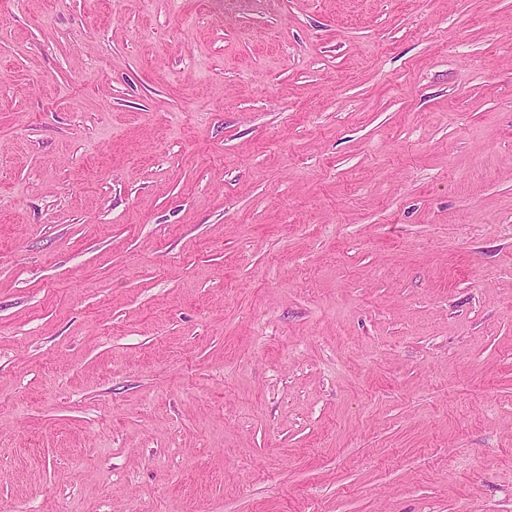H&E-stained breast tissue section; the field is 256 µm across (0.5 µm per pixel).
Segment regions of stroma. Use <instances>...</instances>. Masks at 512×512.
<instances>
[{
	"label": "stroma",
	"mask_w": 512,
	"mask_h": 512,
	"mask_svg": "<svg viewBox=\"0 0 512 512\" xmlns=\"http://www.w3.org/2000/svg\"><path fill=\"white\" fill-rule=\"evenodd\" d=\"M0 512H512V0H0Z\"/></svg>",
	"instance_id": "obj_1"
}]
</instances>
